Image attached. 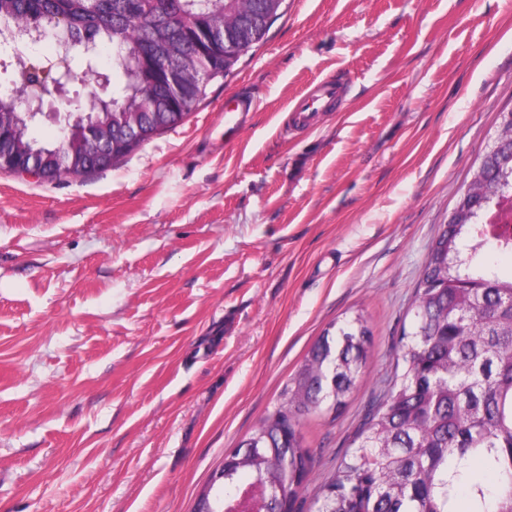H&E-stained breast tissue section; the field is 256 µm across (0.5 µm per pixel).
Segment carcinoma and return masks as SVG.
Instances as JSON below:
<instances>
[{"mask_svg":"<svg viewBox=\"0 0 512 512\" xmlns=\"http://www.w3.org/2000/svg\"><path fill=\"white\" fill-rule=\"evenodd\" d=\"M259 0H0V25L18 29L65 22L83 72L111 81L100 47L112 48L121 74L111 100L93 94L68 103L70 115L98 123L100 146L76 142L67 155L82 173L104 169L175 126L165 112L189 116L208 85L230 73L270 26L242 15ZM73 52L18 56L26 77L0 88V156L57 172L60 137L44 142L27 103L74 76ZM181 84L174 93L168 71ZM136 121L146 135L122 147L112 136ZM512 191V122L501 119L456 209L429 247L411 304L410 331L389 388L370 409L354 449L319 487L316 512H512V273L490 265L486 248L512 254V224H488L498 199ZM371 348V331L355 311L313 345L254 431L227 454L224 512H254L247 489L275 492L267 512H302V481L312 466L302 425L315 412L341 407Z\"/></svg>","mask_w":512,"mask_h":512,"instance_id":"obj_1","label":"carcinoma"}]
</instances>
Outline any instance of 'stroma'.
Instances as JSON below:
<instances>
[{
	"instance_id": "35a3bbf8",
	"label": "stroma",
	"mask_w": 512,
	"mask_h": 512,
	"mask_svg": "<svg viewBox=\"0 0 512 512\" xmlns=\"http://www.w3.org/2000/svg\"><path fill=\"white\" fill-rule=\"evenodd\" d=\"M336 75L344 104L291 127ZM510 110L512 0H284L179 126L89 174L0 171V512H192L359 309L360 382L302 427L315 512Z\"/></svg>"
}]
</instances>
